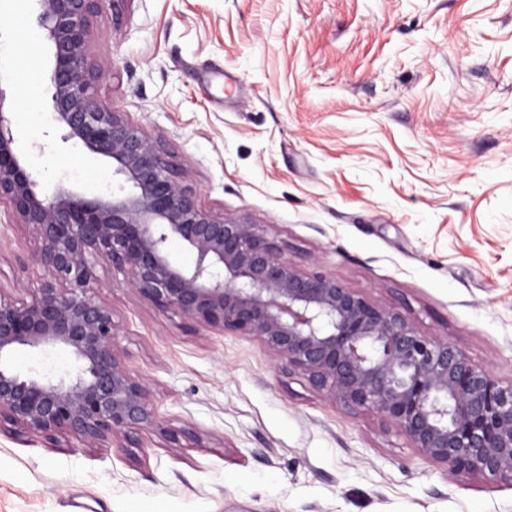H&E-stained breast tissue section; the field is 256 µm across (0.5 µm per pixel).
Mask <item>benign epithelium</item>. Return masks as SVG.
Here are the masks:
<instances>
[{"mask_svg":"<svg viewBox=\"0 0 512 512\" xmlns=\"http://www.w3.org/2000/svg\"><path fill=\"white\" fill-rule=\"evenodd\" d=\"M34 2L48 42L55 136L106 162L116 190L89 198L60 182L44 191L14 147L0 88L5 225L22 224L39 239L33 260L47 276L29 304L0 292V423L94 448H122L141 430L173 444L188 435L164 424L143 380L122 362L112 307L90 292L95 258L194 326L258 340L316 388L397 426L436 464L512 484V382L336 276L298 269L260 225L203 208L164 145L95 99L109 67L91 58L89 22L107 7L120 17L125 0ZM173 239L192 254L189 264L171 260ZM24 348H61L72 364L56 374L21 373L10 357Z\"/></svg>","mask_w":512,"mask_h":512,"instance_id":"obj_1","label":"benign epithelium"}]
</instances>
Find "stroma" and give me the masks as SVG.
Listing matches in <instances>:
<instances>
[{
  "instance_id": "35a3bbf8",
  "label": "stroma",
  "mask_w": 512,
  "mask_h": 512,
  "mask_svg": "<svg viewBox=\"0 0 512 512\" xmlns=\"http://www.w3.org/2000/svg\"><path fill=\"white\" fill-rule=\"evenodd\" d=\"M98 101L164 143L203 207L243 215L512 381V0H127L91 22ZM31 0H0V90L44 189L93 197L108 165L60 147ZM0 244V289L39 242ZM172 446L89 448L0 425V512H512V484L453 474L393 424L315 388L255 339L193 327L95 262Z\"/></svg>"
}]
</instances>
